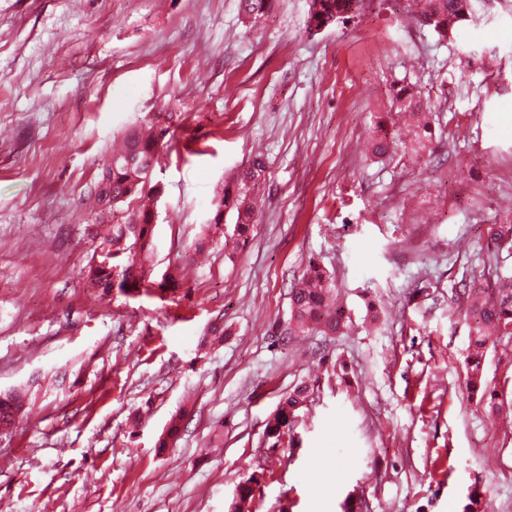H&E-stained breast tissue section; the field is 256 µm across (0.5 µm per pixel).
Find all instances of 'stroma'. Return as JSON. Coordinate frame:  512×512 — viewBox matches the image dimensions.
<instances>
[{"instance_id": "1", "label": "stroma", "mask_w": 512, "mask_h": 512, "mask_svg": "<svg viewBox=\"0 0 512 512\" xmlns=\"http://www.w3.org/2000/svg\"><path fill=\"white\" fill-rule=\"evenodd\" d=\"M310 0H0V433L13 512H512V344L489 347L500 411L473 395L468 322L451 299L481 270L488 225L512 214V0H475L438 42L406 0L306 31ZM420 84L431 158H370L379 113ZM173 112L154 178V275L177 295L105 294L82 271L111 224L95 188L114 141ZM267 163L260 221L235 262L197 246L227 182ZM336 277L344 335L272 344L308 260ZM375 308L377 323L366 320ZM222 319L223 343L201 345ZM344 364L329 376L321 355ZM317 380L292 441L265 429ZM182 430L158 448L173 414ZM23 407V400L20 394H9L0 397V430L14 424L17 415Z\"/></svg>"}]
</instances>
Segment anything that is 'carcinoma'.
<instances>
[{
    "instance_id": "cac0c4a2",
    "label": "carcinoma",
    "mask_w": 512,
    "mask_h": 512,
    "mask_svg": "<svg viewBox=\"0 0 512 512\" xmlns=\"http://www.w3.org/2000/svg\"><path fill=\"white\" fill-rule=\"evenodd\" d=\"M272 0H240L245 18L253 25L266 16ZM307 28L327 19L334 23L352 19L363 8L364 0H311ZM421 9L415 20L422 28L432 30L440 40L455 32L474 12V0H420ZM396 109L416 119L414 137L406 146L416 157L428 148L429 113L424 94L416 84H406L395 94ZM172 114L156 112L149 119L152 133L145 136L138 129L129 130L121 144L112 148L99 183L109 182L112 192L97 189L95 201L112 211V233L102 238L94 249L86 270L90 283L103 293L119 291L129 294L145 287L162 294H177L183 280L167 271L161 278H152V257L155 250L156 214L149 208L129 212L121 207L128 200L162 194L159 183L153 182V172L159 160L163 141L170 131ZM389 115L377 117L376 131L371 142V154L383 157L398 148L388 129ZM267 164L261 155L255 156L224 190V198L216 203L210 225L218 229L224 224V214L233 218L232 232H224V256L233 260L238 249L247 242L260 211L256 193L265 179ZM487 258L479 272H472L457 283L453 300L470 320V354L467 376L479 402L490 410L499 408L497 387L484 377V360L488 346L512 339V277L499 275L504 257H512V219L506 224L487 227ZM336 295L334 277L320 264L309 262L307 268L291 286L288 319L274 328L280 343L288 345L304 336H340L349 328L350 317L341 306L331 304ZM314 387L305 381L295 384L284 395L267 423L266 437L276 448L292 436L298 413L308 405ZM23 407L20 394L0 397V429L14 424Z\"/></svg>"
}]
</instances>
